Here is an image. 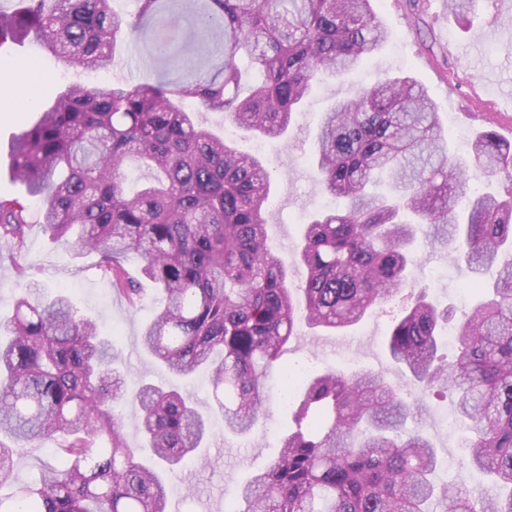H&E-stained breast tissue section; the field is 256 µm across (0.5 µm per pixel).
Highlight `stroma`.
<instances>
[{"label":"stroma","mask_w":512,"mask_h":512,"mask_svg":"<svg viewBox=\"0 0 512 512\" xmlns=\"http://www.w3.org/2000/svg\"><path fill=\"white\" fill-rule=\"evenodd\" d=\"M374 7L392 31L390 41L358 70L318 84L286 137L256 139L226 121L223 113L197 111L200 124L232 140L240 151L267 159L273 175L265 213L267 234L275 255L293 276L298 273L302 224L316 211L342 206L341 199L322 190L312 166L321 116L336 100L359 92L383 74L404 72L433 97L450 154L467 156L477 130L495 131L512 142V0H484L479 17L470 23L450 15L445 0H375ZM154 70L153 62L137 47H119L111 69L90 72L63 64L31 37L7 45L0 49V79L9 80L14 91L0 95V140L35 122V104L51 103L67 86L106 88L149 78ZM31 222L21 258L0 251V315H8L12 308L15 266L23 264L45 292L69 294L81 313L94 318L100 332L111 337L115 364L128 384L146 379L186 388L201 409H208L212 398L207 377L187 383L166 372L138 345L137 333L156 309L153 299L130 310L100 275L97 253L78 256L67 242L51 240L41 226L39 205L31 207ZM418 243L417 282L428 285L429 297L439 308H454L459 315L469 310L473 296L466 290L467 273L446 247L431 246L423 236ZM402 307V299L389 301L344 333L303 329L300 341L289 344L281 361L304 371H379L406 386L408 393H416L386 347L390 326ZM282 394L280 378H271L264 415L258 428L245 437L225 434L221 416L213 415L215 437L206 450L207 463H185L172 478L169 512H227L236 485L250 471L265 467L276 453L274 436L286 419ZM455 419L451 398L434 396L427 397L418 417L438 450L439 472L447 476L454 475L464 461Z\"/></svg>","instance_id":"35a3bbf8"}]
</instances>
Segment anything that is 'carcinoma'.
Returning a JSON list of instances; mask_svg holds the SVG:
<instances>
[{"mask_svg":"<svg viewBox=\"0 0 512 512\" xmlns=\"http://www.w3.org/2000/svg\"><path fill=\"white\" fill-rule=\"evenodd\" d=\"M374 0H138L135 15L112 0H21L0 15V37H34L59 59L106 70L118 43L193 74L110 88L63 90L24 130L12 171L22 198H0V249L22 256L31 228L26 197L42 226L98 269L131 309L158 296L137 342L169 373L208 375L224 433L259 425L263 383L286 375L282 353L311 330H343L403 296L387 350L427 390L456 396L466 429L464 467L492 480L497 496L472 494L462 475L437 484L427 436L407 428L418 411L381 372H309L288 388L289 418L269 464L238 488L233 512H512V188L470 190L474 179L512 178V145L492 131L470 160L448 154L428 90L408 74L386 75L323 113L313 164L339 211L304 226L292 282L269 243L264 212L272 174L262 159L201 126L185 101L224 113L241 131L278 139L324 75L374 57L391 30ZM482 0H448L456 16ZM182 6L200 22L176 35ZM220 64L197 75L202 63ZM254 87L242 95L250 75ZM136 158L150 173L131 189ZM386 176L391 194L369 185ZM443 241L479 275L478 295L457 328L450 361L438 356L439 327L454 317L418 289L419 230ZM139 255L132 271L126 254ZM16 298L0 319V434L50 442L58 456L31 475L0 512H167V477L214 436L189 393L155 382L127 386L112 346L64 294L43 295L17 265ZM140 416L136 459L114 404ZM14 479L13 449L0 441V488Z\"/></svg>","mask_w":512,"mask_h":512,"instance_id":"obj_1","label":"carcinoma"}]
</instances>
